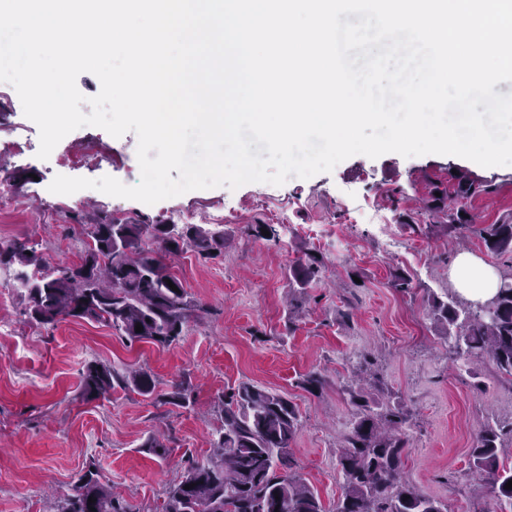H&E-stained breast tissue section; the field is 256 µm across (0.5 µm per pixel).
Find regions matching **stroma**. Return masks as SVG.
<instances>
[{
	"mask_svg": "<svg viewBox=\"0 0 512 512\" xmlns=\"http://www.w3.org/2000/svg\"><path fill=\"white\" fill-rule=\"evenodd\" d=\"M24 125L30 145L23 154L5 151L14 125ZM138 138L113 137L79 128L37 156L39 131L25 117L15 89L0 83V178L12 205L0 210V243L29 238L45 264L79 261L88 237L80 228L87 210L118 219L171 223L177 210L195 224L210 223L217 206L233 203L223 222V257L202 260L185 252L171 257L173 272L190 298L201 304L182 340L161 348L130 341L104 324L66 318L52 327L32 322L13 272L0 268V512H54L87 466L112 487L132 512H162L164 493L187 469L205 462L221 424L228 388L248 382L284 393L298 407L301 429L292 444L298 475L333 508L343 491L336 452L352 419L338 387L357 380L360 361L374 364L385 386L414 414L406 479L448 512H469L488 499L485 482L469 469V450L485 424L512 422V383L491 363L475 372L453 361L429 317L428 294L453 287L455 255L473 253L499 274L512 272L472 232L449 239L422 232L435 192H452L459 174L489 185V194L466 203L476 223L494 224L512 214V166L482 167L451 155L372 159L352 156L332 171L283 185L250 183L193 190L152 205L111 197L93 189L51 193L58 157L77 156L74 177L111 176L132 186L140 180ZM384 210L408 251L388 248L362 212ZM250 224L287 230V244L247 235ZM325 225L324 236L310 231ZM314 252L326 268L293 332H286L287 268ZM413 279L409 293L389 286L394 270ZM353 303V321L342 326L336 308ZM91 362L151 373L159 392L184 381L194 402L186 408L132 391L86 398L80 374ZM311 371L330 384L312 394L299 385ZM163 437L165 456L146 449L149 436Z\"/></svg>",
	"mask_w": 512,
	"mask_h": 512,
	"instance_id": "35a3bbf8",
	"label": "stroma"
}]
</instances>
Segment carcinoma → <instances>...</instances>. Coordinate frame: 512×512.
<instances>
[{"mask_svg": "<svg viewBox=\"0 0 512 512\" xmlns=\"http://www.w3.org/2000/svg\"><path fill=\"white\" fill-rule=\"evenodd\" d=\"M487 192V186L461 175L451 196L434 197L431 227L450 238L474 228L460 201ZM87 244L77 263L46 267L27 239L0 244V265L15 266L14 280L27 293L29 316L41 326L70 318L103 323L130 341H147L161 348L178 343L192 314L203 307L191 300L182 281L165 262L168 254L191 251L201 259L224 255L226 237L220 228L195 224H149L128 219L117 222L102 213L86 225ZM486 248L512 258V218L477 229ZM323 262L313 253L288 268V285L295 301L288 314V331L295 329L302 302L319 281ZM177 290H172L168 283ZM434 324L448 354L467 365L489 360L497 373L512 382V273L500 277L496 293L483 303L462 304L456 294L431 296ZM142 325V332L135 331ZM301 387L315 393L327 379L310 371ZM83 395L99 398L120 387L163 404L186 408L190 390L174 384L157 392L144 370H117L91 362L81 377ZM353 418L337 451L344 485L335 508L328 511L318 493L298 476L291 448L301 428L297 406L287 396L242 382L224 393L223 422L216 431L215 453L191 466L183 479L165 491L164 512H447L404 478L410 446V409L385 395L377 375L362 385L343 388ZM512 449V424L486 425L470 449V468L488 484L497 512H512V465L503 460ZM96 502L88 503L89 497ZM130 512L88 466L73 493L56 512Z\"/></svg>", "mask_w": 512, "mask_h": 512, "instance_id": "1", "label": "carcinoma"}]
</instances>
